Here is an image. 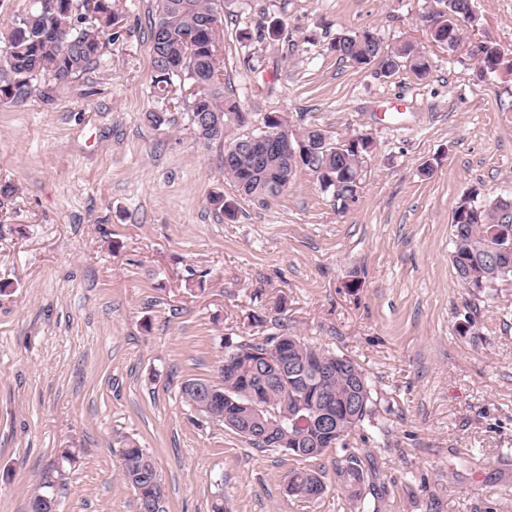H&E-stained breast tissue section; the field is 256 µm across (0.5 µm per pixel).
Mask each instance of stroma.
Instances as JSON below:
<instances>
[{
  "label": "stroma",
  "mask_w": 512,
  "mask_h": 512,
  "mask_svg": "<svg viewBox=\"0 0 512 512\" xmlns=\"http://www.w3.org/2000/svg\"><path fill=\"white\" fill-rule=\"evenodd\" d=\"M462 46L433 42L441 0H224L226 93L292 133L365 134L358 201L338 211L307 169L259 204L236 198L224 147L155 127V0H112L99 63L0 104V512H29L59 468L57 512H137L119 450L153 456L168 512H350L335 451L318 502L289 496L295 462L260 452L183 398L212 381L224 339L289 333L346 355L378 399L365 446L380 512H512V285L472 295L452 264L462 197L512 199V0H473ZM278 22L280 37L267 27ZM373 31L432 61L426 79L357 69L328 50ZM235 198L234 218L211 204ZM74 458L62 460V449ZM475 55L479 57L481 69L491 74H497L506 69L512 74V61L506 62L501 50L490 42H482L475 47Z\"/></svg>",
  "instance_id": "35a3bbf8"
}]
</instances>
